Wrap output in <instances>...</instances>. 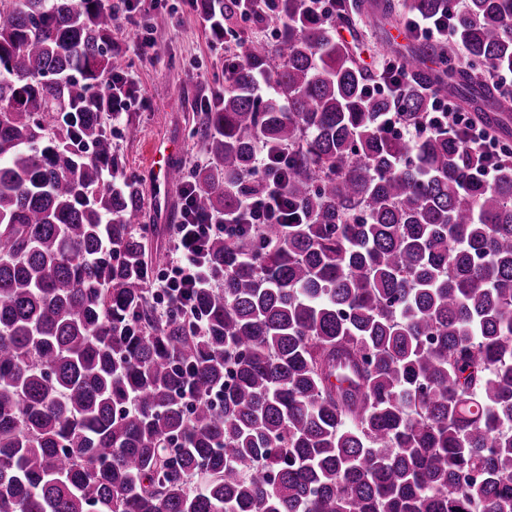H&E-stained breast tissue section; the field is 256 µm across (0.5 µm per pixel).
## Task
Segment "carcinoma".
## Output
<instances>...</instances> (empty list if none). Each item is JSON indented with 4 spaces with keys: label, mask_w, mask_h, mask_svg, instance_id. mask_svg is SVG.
Masks as SVG:
<instances>
[{
    "label": "carcinoma",
    "mask_w": 512,
    "mask_h": 512,
    "mask_svg": "<svg viewBox=\"0 0 512 512\" xmlns=\"http://www.w3.org/2000/svg\"><path fill=\"white\" fill-rule=\"evenodd\" d=\"M236 39L197 131V206L238 216L286 150L297 224L212 237L217 288L164 309L139 181L101 96L124 66L109 0H0V512H512V163L492 181L453 125L406 141L425 89L512 98V0L449 17L370 94L336 23L439 17L448 0H205ZM203 334H197L196 324Z\"/></svg>",
    "instance_id": "obj_1"
}]
</instances>
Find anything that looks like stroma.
<instances>
[{
	"mask_svg": "<svg viewBox=\"0 0 512 512\" xmlns=\"http://www.w3.org/2000/svg\"><path fill=\"white\" fill-rule=\"evenodd\" d=\"M402 24L387 31L358 23L344 32L360 48V60L375 68L382 43L396 47L412 44ZM149 37L164 48L163 54L141 57L133 53L135 36ZM114 52L126 60L125 71L133 82L135 100L127 111L111 116L107 130L112 147L127 173L140 182L144 217L140 229L146 238L149 260L164 269L172 246V227L180 219L181 187L162 179L156 152L173 154L185 175H193L206 152L192 129L203 119V100L224 85V65L236 54L233 39L214 37L190 0H147L142 11L112 29ZM136 137H128V126Z\"/></svg>",
	"mask_w": 512,
	"mask_h": 512,
	"instance_id": "1",
	"label": "stroma"
}]
</instances>
